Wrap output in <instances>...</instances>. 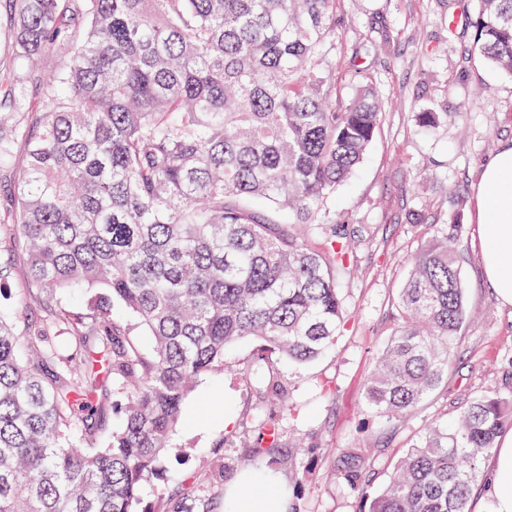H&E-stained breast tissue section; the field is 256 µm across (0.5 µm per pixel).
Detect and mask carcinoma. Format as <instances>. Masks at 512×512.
Instances as JSON below:
<instances>
[{"label":"carcinoma","instance_id":"1","mask_svg":"<svg viewBox=\"0 0 512 512\" xmlns=\"http://www.w3.org/2000/svg\"><path fill=\"white\" fill-rule=\"evenodd\" d=\"M336 0H0L22 62L0 95V166L26 170L0 209V512H149L142 484L200 377L259 342L256 399L288 404L269 357L330 351L345 324L349 225L327 208L365 159L381 108L336 90ZM473 50L512 76V0H480ZM54 50L62 64H33ZM37 83L43 109L26 107ZM94 291L72 311L61 296ZM124 306L145 351L112 316ZM394 334L364 385L366 410L406 421L448 376L467 320L455 238L411 259ZM122 414L106 424L110 395ZM245 460L280 462L259 415ZM512 427V397H475L415 438L382 491L370 458L337 476L364 512H470L483 458ZM216 468L156 512H224Z\"/></svg>","mask_w":512,"mask_h":512}]
</instances>
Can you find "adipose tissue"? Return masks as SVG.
Instances as JSON below:
<instances>
[{"instance_id":"obj_1","label":"adipose tissue","mask_w":512,"mask_h":512,"mask_svg":"<svg viewBox=\"0 0 512 512\" xmlns=\"http://www.w3.org/2000/svg\"><path fill=\"white\" fill-rule=\"evenodd\" d=\"M475 196L483 272L498 297L512 305V142L485 161ZM490 471L494 512H512V434L501 439ZM277 482L274 476L260 482L241 475L225 498L230 512H289L287 497L272 492Z\"/></svg>"}]
</instances>
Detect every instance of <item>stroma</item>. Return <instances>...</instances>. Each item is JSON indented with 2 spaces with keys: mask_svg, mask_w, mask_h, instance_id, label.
Masks as SVG:
<instances>
[{
  "mask_svg": "<svg viewBox=\"0 0 512 512\" xmlns=\"http://www.w3.org/2000/svg\"><path fill=\"white\" fill-rule=\"evenodd\" d=\"M476 5L337 0L336 57L357 61L385 109L366 160L330 202L353 228L351 274L342 285L347 323L324 356L278 365L290 401L289 408L272 410L286 454L278 470L307 512H360L359 499L336 479L340 456L373 452L369 492L377 494L432 422L453 419L461 403L476 396L512 395V305L502 304L484 277L473 218L481 164L512 141V78L473 51ZM425 111L442 115L434 131L416 125V113ZM445 231L453 233L462 258L470 321L447 380L404 425L389 427L364 409V383L394 330L411 256ZM256 353L255 341L239 342L228 352L227 370L198 380L164 458L166 477L146 485L145 504L215 463L223 464L228 482L241 471L240 457L257 435L245 420L257 403L246 374ZM322 382L331 394L320 393Z\"/></svg>",
  "mask_w": 512,
  "mask_h": 512,
  "instance_id": "35a3bbf8",
  "label": "stroma"
}]
</instances>
